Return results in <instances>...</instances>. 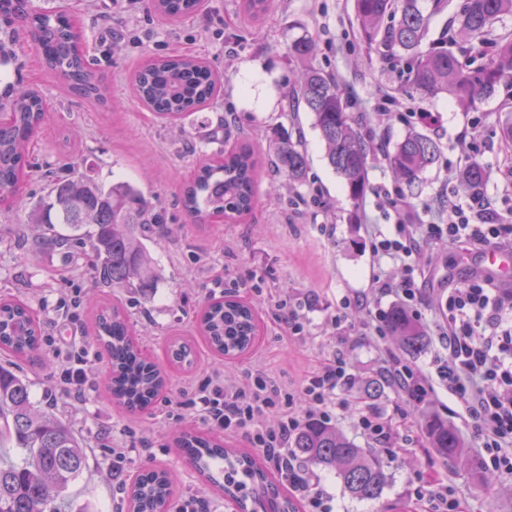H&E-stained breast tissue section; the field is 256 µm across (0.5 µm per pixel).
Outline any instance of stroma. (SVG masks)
<instances>
[{"label":"stroma","instance_id":"obj_1","mask_svg":"<svg viewBox=\"0 0 512 512\" xmlns=\"http://www.w3.org/2000/svg\"><path fill=\"white\" fill-rule=\"evenodd\" d=\"M35 9L68 8L79 20L88 59L109 87L106 103L97 104L65 90L61 77L36 53L24 22L5 25L0 39L12 40L11 55L0 58V92L21 82L36 89L48 105L44 123L31 145L33 167L12 210L0 212V295L26 302L45 324L41 356L22 361L16 371L31 386L39 409L67 422L87 452V466L69 489L66 512H124L126 490L148 468H165L177 477V504L204 497L211 512H236L231 499L206 483L177 448L181 430L207 432L193 413L181 419L166 415L164 405L131 412L112 402L103 374V349L91 336L90 303L103 299L124 306L140 336L147 359L169 370V397L208 372L220 370L230 383L246 384L264 371L280 378L290 390H301L322 359L343 351L358 386L346 392V406L335 407L331 423L363 448H376L388 463L389 482L380 500L361 501L344 489L335 471L314 469L310 476L330 501L332 512H421L417 477L436 474L461 499L467 512H512V476H500L488 488L478 486L473 463L481 462L470 422L451 412V400L436 390L425 402L406 403L387 379L384 352L399 354L388 335L365 333L366 314L345 306L347 298L367 293L373 278L386 272L399 278L400 268H379L366 225L359 215L390 232L394 218L377 188L398 190L383 154L368 161L370 190L358 202L348 195L344 180L330 167L325 147L304 106L288 102L296 76L291 58L295 38L308 33L316 40L315 66L336 74L352 97L353 114L372 116L371 130L386 147L413 130L425 129L441 150L437 165L425 171L408 197L430 220L440 221L446 200L468 202L460 172L468 160L485 167L486 195L501 208H512V191L503 185L504 143L500 118L512 110V90L502 88L478 109L462 111L449 94L422 99L409 91L400 74L382 66L378 50L358 42L354 0H273L266 17L253 21L240 0H204L200 13L178 24L166 23L149 0H32ZM182 53L209 62L225 77L219 97L188 114L178 125L155 118L133 90L145 59ZM385 113L376 122L375 113ZM429 112L437 122L422 127L419 115ZM302 141L308 158L303 185L261 172L259 204L251 217L201 230L190 223L180 205L183 185L197 165L218 157L226 139L239 131L250 134L255 151L263 153L277 129ZM73 164L77 173L107 186L126 180L140 188L160 212L163 223L149 232L146 245L154 260L157 285L143 293L111 289L95 282L86 246L60 249L42 244L28 224L31 207L47 192L46 170ZM276 195H268L270 185ZM369 222V223H370ZM477 252L463 247L434 246L416 258L427 273V285L443 288L472 277ZM231 294L251 303L260 318L254 347L237 359H220L201 336L196 313L211 298ZM296 313L299 333H289L275 318L276 302ZM72 312L68 322L57 319L58 308ZM343 316L348 331L337 330ZM74 336L90 353L99 355L87 372L84 392L74 397L56 385L60 363L69 355L66 337ZM190 341L193 363L184 369L169 365L173 338ZM401 354V353H400ZM448 421L469 456L451 465L436 454L423 426L424 415ZM374 415L394 434L375 442L359 425ZM131 441L134 450L121 479L112 477V459L105 449L112 441Z\"/></svg>","mask_w":512,"mask_h":512}]
</instances>
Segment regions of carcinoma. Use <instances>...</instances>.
I'll list each match as a JSON object with an SVG mask.
<instances>
[{
  "instance_id": "1",
  "label": "carcinoma",
  "mask_w": 512,
  "mask_h": 512,
  "mask_svg": "<svg viewBox=\"0 0 512 512\" xmlns=\"http://www.w3.org/2000/svg\"><path fill=\"white\" fill-rule=\"evenodd\" d=\"M203 0H152L154 11L174 23L196 13ZM271 0H241L243 11L262 18ZM29 0H0V16L29 20L36 51L52 61L65 83L84 87V96L97 103L106 100L107 86L90 66L78 23L62 12L27 10ZM359 40L367 49L388 48L382 62L400 69L417 93L436 97L449 93L457 105L470 111L492 96L503 83L512 82V32L492 35L495 24L512 16V0H464L450 18L457 27L451 45L417 48L425 35L427 19L419 0H356ZM316 43L305 33L292 44L293 57L302 66L292 100H301L312 112L333 170L345 181L349 197L357 202L368 190L367 162L377 151L368 133L356 126L348 109L352 99L333 76L312 65ZM136 92L161 120L175 123L188 112L210 104L218 96L219 82L201 59L177 54L149 59L135 80ZM8 118L0 125V204L10 205L28 167L30 143L47 112L46 102L35 89H19L9 95ZM394 177L411 187L440 159L437 142L428 134L409 132L393 150L385 153ZM301 185L306 181L307 156L298 141L281 129L269 141L267 157L243 143L217 160L199 166L184 185L180 203L193 224L210 225L238 220L257 205L256 181L264 163ZM486 170L476 161L461 172L464 188L482 192ZM51 191L34 207L32 224H56L50 244L63 248L83 242L96 259L95 277L112 288H155L156 273L144 239L148 224L159 223V214L132 184L117 182L103 187L70 172L51 175ZM203 337L221 356L235 357L250 350L258 338L254 309L226 295L207 304L200 318ZM387 331L402 351L417 354L426 346L419 323L400 308L384 317ZM98 340L109 356L107 388L118 405L136 411L150 406L167 388V375L146 361L132 335L124 309L114 304L96 314ZM41 330L31 308L16 299L0 300V351L16 359L38 354ZM190 344L177 339L171 346L174 365L191 363ZM432 448L446 460L466 455L461 440L448 422L436 416L424 421ZM0 512H58L66 492L86 468L84 448L66 422L39 411L30 398L29 383L11 367L0 365ZM198 470L214 485L210 462L224 461V495L233 499L238 512H295L288 497L255 458L224 447V443L196 432L184 433L178 442ZM294 454L304 463L336 471L344 489L360 500H376L388 484L381 454L361 448L322 419L311 418L292 439ZM175 476L149 469L130 486L127 512H172Z\"/></svg>"
}]
</instances>
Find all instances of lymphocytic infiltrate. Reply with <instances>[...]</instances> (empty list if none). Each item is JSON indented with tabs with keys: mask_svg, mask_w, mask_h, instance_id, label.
<instances>
[{
	"mask_svg": "<svg viewBox=\"0 0 512 512\" xmlns=\"http://www.w3.org/2000/svg\"><path fill=\"white\" fill-rule=\"evenodd\" d=\"M395 216L391 233L370 228L371 249L377 262L402 270L400 279L376 276L371 300L396 296L413 315H420L422 270L414 258L429 244L512 242V218L504 216L494 199L481 195L469 203H449L445 222H425L403 195L389 198ZM435 325L439 348L434 375L428 376L392 355H385L388 372L402 397L423 402L442 388L470 420L477 448L489 460L492 473L512 475V292L493 288L489 278L472 277L461 286L441 289ZM346 379L343 355L325 360L307 380L302 398L287 393L275 377L256 373L248 387L225 385L219 375L198 382L183 399L166 400L169 416L195 410L209 428L245 435L276 470L288 477L295 491L308 498L316 512H329L322 493L311 484L290 439L303 418H328Z\"/></svg>",
	"mask_w": 512,
	"mask_h": 512,
	"instance_id": "obj_1",
	"label": "lymphocytic infiltrate"
}]
</instances>
